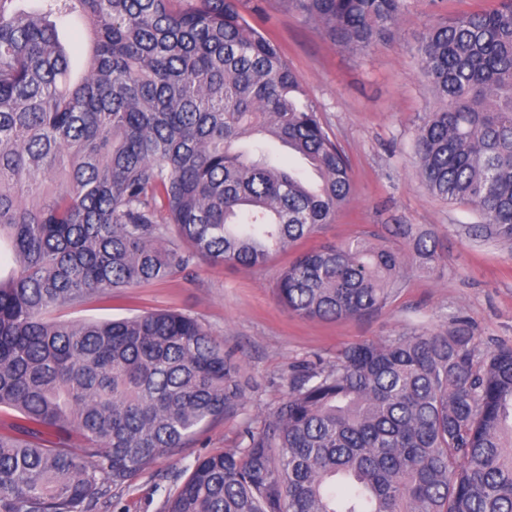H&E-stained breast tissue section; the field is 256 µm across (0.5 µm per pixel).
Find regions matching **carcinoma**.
Instances as JSON below:
<instances>
[{
	"label": "carcinoma",
	"instance_id": "cac0c4a2",
	"mask_svg": "<svg viewBox=\"0 0 512 512\" xmlns=\"http://www.w3.org/2000/svg\"><path fill=\"white\" fill-rule=\"evenodd\" d=\"M0 0V512H94L237 411L224 343L175 311L53 314L204 260L262 268L349 204L347 159L241 0ZM340 45L394 35L407 0H283ZM89 42L75 70L58 22ZM413 55L434 100L416 128L428 192L512 249V0L439 20ZM306 161L312 183L258 145ZM298 255L278 301L301 318L385 308L436 237L395 225ZM243 446L197 458L162 512H512V347L457 316L296 372Z\"/></svg>",
	"mask_w": 512,
	"mask_h": 512
}]
</instances>
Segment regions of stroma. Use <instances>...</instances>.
Here are the masks:
<instances>
[{"label":"stroma","mask_w":512,"mask_h":512,"mask_svg":"<svg viewBox=\"0 0 512 512\" xmlns=\"http://www.w3.org/2000/svg\"><path fill=\"white\" fill-rule=\"evenodd\" d=\"M497 0H407L393 41L359 54L334 42L317 23L282 0H243L245 18L277 42L297 72L307 100L352 170L354 192L335 221L261 269L204 261L186 272L128 289L126 298L93 301L59 312L62 320L118 319L178 310L197 318L224 343L246 389L242 406L206 427L187 447L156 460L101 499L96 512H161L176 477L203 455L240 446L246 425H258L288 392L304 364L335 363L346 347L425 328L448 329L466 318L481 346H512V250L480 246L464 233L477 223L471 206L433 197L414 164V133L430 93L412 48L424 25L494 8ZM412 224L433 233L443 261L427 270L411 264L382 311L359 319L322 321L289 312L276 298L279 271L305 250L359 231L384 233Z\"/></svg>","instance_id":"35a3bbf8"}]
</instances>
